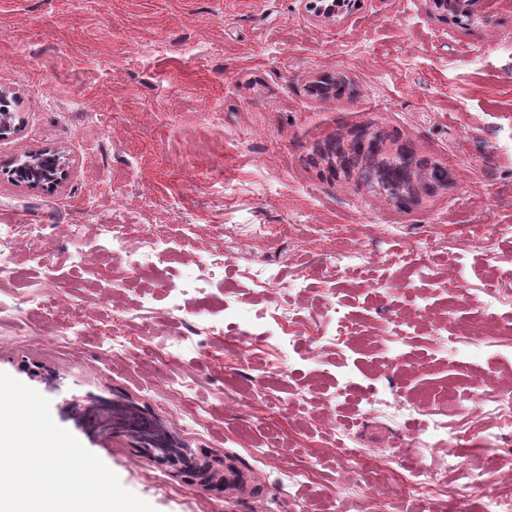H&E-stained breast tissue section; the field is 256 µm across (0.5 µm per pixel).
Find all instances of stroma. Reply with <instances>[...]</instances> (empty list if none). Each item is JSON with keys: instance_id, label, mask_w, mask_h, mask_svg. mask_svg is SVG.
I'll use <instances>...</instances> for the list:
<instances>
[{"instance_id": "1", "label": "stroma", "mask_w": 512, "mask_h": 512, "mask_svg": "<svg viewBox=\"0 0 512 512\" xmlns=\"http://www.w3.org/2000/svg\"><path fill=\"white\" fill-rule=\"evenodd\" d=\"M483 8L463 29L422 0L332 18L299 0H0V90L22 120L0 140V372L155 512H448L401 496V468L481 453L427 452L414 416L368 402L456 384L439 336L512 391V234L491 230L512 225V0ZM374 124L447 166V188L400 209L331 173L324 155ZM42 149L69 162L57 186L3 175ZM339 311L352 334L337 336ZM100 398L199 462L223 457L239 486L217 493L126 432H89ZM340 416L353 447L399 465L354 474L363 493L341 499ZM459 417L500 430L512 478V428L472 401ZM307 458L314 477L289 484Z\"/></svg>"}]
</instances>
